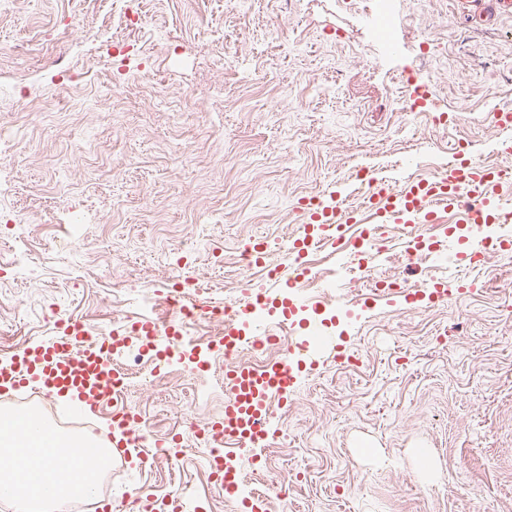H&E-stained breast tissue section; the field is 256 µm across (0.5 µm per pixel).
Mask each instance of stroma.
<instances>
[{"mask_svg":"<svg viewBox=\"0 0 512 512\" xmlns=\"http://www.w3.org/2000/svg\"><path fill=\"white\" fill-rule=\"evenodd\" d=\"M403 3L390 50L340 0L291 11L280 0H140L127 49L110 57L123 0H0V66L29 75L0 82V123L21 130L0 149V237L17 225L24 236L23 258L0 272V355L48 337L47 303L95 336L111 329L117 292L128 312L177 320L164 303L175 261L217 302L270 292L271 280L235 264L237 248L251 236L290 243L296 201L327 188L359 206L352 166L394 181L427 175L447 166L453 141L466 158L512 165L491 122L512 104L500 80L512 69V17L456 0ZM430 40L446 50L424 64L418 44ZM66 66L87 70L81 87L63 80ZM395 70L430 85L446 125L401 111ZM85 211L100 223H73ZM442 223L433 248L453 254L449 302L392 294L315 314L363 363L304 372L276 408L284 443L251 448V468L269 470L271 512H512V257L472 269L479 234L450 213ZM387 233L371 273L335 251L325 288L431 284L430 260L403 251L401 225ZM145 295L154 307L142 308ZM209 373L163 360L152 389L133 386L154 433L180 434L184 452L153 464L112 453L107 499L186 484L196 512H224L195 443L224 413Z\"/></svg>","mask_w":512,"mask_h":512,"instance_id":"obj_1","label":"stroma"}]
</instances>
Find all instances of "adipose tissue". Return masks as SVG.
Listing matches in <instances>:
<instances>
[{
    "mask_svg": "<svg viewBox=\"0 0 512 512\" xmlns=\"http://www.w3.org/2000/svg\"><path fill=\"white\" fill-rule=\"evenodd\" d=\"M109 460L91 435H66L40 424L0 421V493L22 512H64L97 487Z\"/></svg>",
    "mask_w": 512,
    "mask_h": 512,
    "instance_id": "ef3b65f1",
    "label": "adipose tissue"
}]
</instances>
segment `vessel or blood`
<instances>
[{
    "label": "vessel or blood",
    "instance_id": "obj_1",
    "mask_svg": "<svg viewBox=\"0 0 512 512\" xmlns=\"http://www.w3.org/2000/svg\"><path fill=\"white\" fill-rule=\"evenodd\" d=\"M512 208V185L506 184L498 168L472 160L449 164L444 174L408 177L393 184L381 176L372 177L360 207L341 206L335 191H327L314 207L301 205L296 214L301 232L290 246L293 258H300L313 243L338 244L346 226L371 221L375 224H403L410 235L423 225L436 223L440 212L453 213L460 224L497 222L502 211ZM406 302L426 298L446 302L451 294L446 284L423 288L410 286L400 291ZM137 339L146 348L159 350V336L169 341L180 337L179 327L142 320ZM301 354L256 369L234 365L224 372V416L213 422L233 445L265 443L270 434L267 403L271 395L287 400L299 384L303 369L316 368L326 358L322 347L301 342ZM120 367L100 354L89 331L82 325L64 328L61 336L27 342L10 358L0 359V394L48 389L50 393L78 400L90 414L110 415L112 444L125 449L140 427L139 417L112 401L113 385L121 383Z\"/></svg>",
    "mask_w": 512,
    "mask_h": 512
}]
</instances>
